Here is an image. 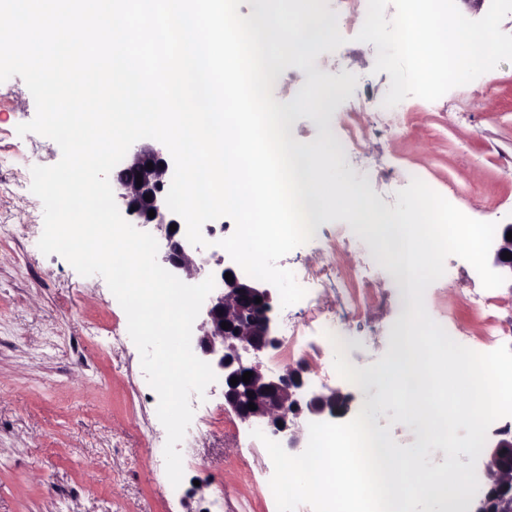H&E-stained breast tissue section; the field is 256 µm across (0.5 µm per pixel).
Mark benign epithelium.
Wrapping results in <instances>:
<instances>
[{
    "instance_id": "1",
    "label": "benign epithelium",
    "mask_w": 512,
    "mask_h": 512,
    "mask_svg": "<svg viewBox=\"0 0 512 512\" xmlns=\"http://www.w3.org/2000/svg\"><path fill=\"white\" fill-rule=\"evenodd\" d=\"M153 168H147V163ZM173 161L168 149L142 140L135 142L126 154L123 167L112 175V189L123 218L138 227L149 225L160 233L164 241L161 266L187 280L215 277L218 287L204 301L196 326L193 352L209 363L221 377L224 404L248 424L262 428L267 437L279 442L294 455L306 447L305 426L322 422L336 415L345 403V397L336 389H310L304 374L306 370L291 367L275 374L264 368L262 354L274 349L279 339L273 329V298L270 289L238 274L235 262L229 256L213 252L204 255L201 248L192 245L186 234L172 231L178 224L168 209L165 198L170 187V168ZM142 177L137 184L136 177ZM151 196L145 201V196ZM155 217L148 216L149 211ZM512 224H501L489 251L491 267L512 281V239L506 238ZM232 280L225 279V273ZM261 302H255V298ZM228 323V328L221 323ZM253 373L249 383L233 377ZM257 409L251 410L249 403ZM496 440L481 469L482 485L466 512H512V428L495 430Z\"/></svg>"
}]
</instances>
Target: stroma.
Returning <instances> with one entry per match:
<instances>
[{"label": "stroma", "mask_w": 512, "mask_h": 512, "mask_svg": "<svg viewBox=\"0 0 512 512\" xmlns=\"http://www.w3.org/2000/svg\"><path fill=\"white\" fill-rule=\"evenodd\" d=\"M360 18L349 21L350 41L322 53L326 74L357 76L362 97L383 101L390 76L375 72L376 47L357 41ZM411 133L391 137L362 115L354 150L341 170L416 173L438 192L457 189L451 202L483 219L494 205L497 221L512 223V62L448 91L427 109L410 96L398 105ZM34 99L21 77L0 83V512H277L269 481L273 464L261 441L224 409L222 392L198 402L201 432L181 445L184 477L169 482L155 462L149 432H163L158 395L141 367L127 317L103 277L79 275L57 254L38 248L43 205L31 189V169L61 158L59 146L36 133L18 135L33 119ZM354 237L348 222L328 223L322 234L279 262L351 274L368 267L372 286L356 278L349 289H319L323 305L356 301L367 335L356 360L373 365L390 350L400 319L402 288L379 264L376 238L353 256L337 235ZM477 272L457 273L452 285L432 283L425 307L438 324L453 323L479 351L487 315L466 298L481 287Z\"/></svg>", "instance_id": "stroma-1"}]
</instances>
